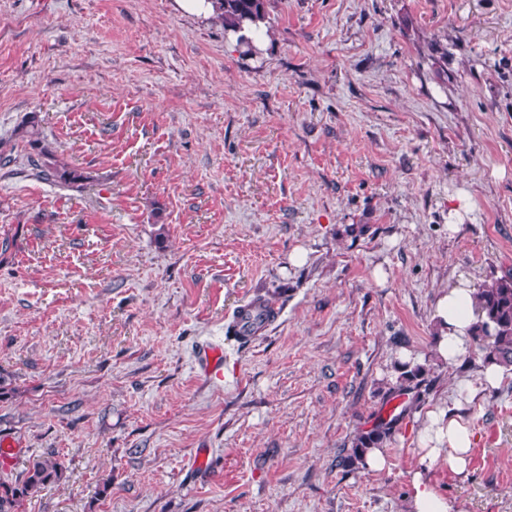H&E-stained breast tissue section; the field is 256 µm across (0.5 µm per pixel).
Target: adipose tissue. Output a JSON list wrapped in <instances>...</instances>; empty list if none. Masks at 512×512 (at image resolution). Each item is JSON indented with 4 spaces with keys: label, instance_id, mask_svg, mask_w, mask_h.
Instances as JSON below:
<instances>
[{
    "label": "adipose tissue",
    "instance_id": "ef3b65f1",
    "mask_svg": "<svg viewBox=\"0 0 512 512\" xmlns=\"http://www.w3.org/2000/svg\"><path fill=\"white\" fill-rule=\"evenodd\" d=\"M474 293L469 282L461 281L436 301L434 319L440 336L437 355L444 362L455 363L466 352L470 329L477 320ZM419 441L422 466L411 475L407 512H463L461 506L440 494L429 472L440 462L452 472H462L474 443L473 430L461 418L433 413Z\"/></svg>",
    "mask_w": 512,
    "mask_h": 512
}]
</instances>
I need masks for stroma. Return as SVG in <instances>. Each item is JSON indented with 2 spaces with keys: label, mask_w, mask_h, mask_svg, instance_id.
<instances>
[{
  "label": "stroma",
  "mask_w": 512,
  "mask_h": 512,
  "mask_svg": "<svg viewBox=\"0 0 512 512\" xmlns=\"http://www.w3.org/2000/svg\"><path fill=\"white\" fill-rule=\"evenodd\" d=\"M257 45L180 0H0V479L52 452L25 512H405L443 410L476 443L438 490L512 512V373L432 339L441 288L512 273V0H269ZM32 127L82 181L36 177ZM405 363L386 467L343 466ZM203 363L201 370L210 381L213 378H224V337L214 336L202 345ZM407 367L408 365L403 366V369L406 370L401 371L396 384L388 388V391L386 392L387 402L397 398L398 396L408 394L407 392L414 393V403L420 402V399L423 396L421 387L423 382H425L424 376L427 373V370L421 365H416L411 369H407Z\"/></svg>",
  "instance_id": "obj_1"
}]
</instances>
